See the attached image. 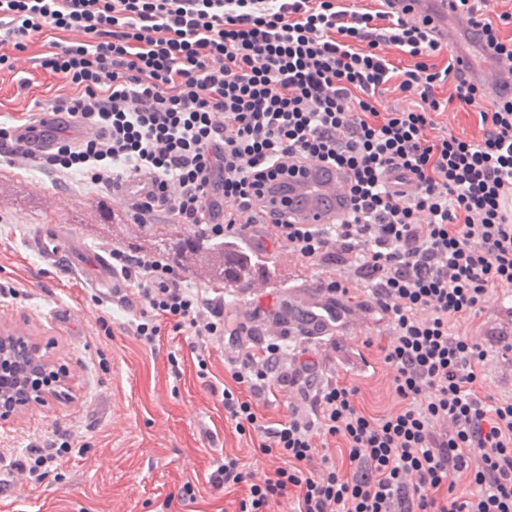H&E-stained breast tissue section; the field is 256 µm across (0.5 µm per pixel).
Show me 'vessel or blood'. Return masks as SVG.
I'll list each match as a JSON object with an SVG mask.
<instances>
[{
    "mask_svg": "<svg viewBox=\"0 0 512 512\" xmlns=\"http://www.w3.org/2000/svg\"><path fill=\"white\" fill-rule=\"evenodd\" d=\"M452 0H396V9H407L415 17H431L442 41L454 51L457 66L473 82L481 85L490 98L512 99V70L491 64L476 56L472 48L484 38L481 27L471 24L467 17L454 12ZM60 112H40L36 115V135L22 144L23 150L37 155L51 143L49 133L64 124ZM342 179L339 170L312 164L289 178V192L275 193L274 207L298 224H333L347 209L348 200L337 189ZM27 249L37 254L51 269L79 270L82 247L56 224L36 227L25 239ZM93 285L105 298L122 290V283L104 256H95L89 267ZM335 296L306 306L290 307L288 313L296 323V334L319 336L327 334L330 325L323 314L334 308Z\"/></svg>",
    "mask_w": 512,
    "mask_h": 512,
    "instance_id": "1",
    "label": "vessel or blood"
}]
</instances>
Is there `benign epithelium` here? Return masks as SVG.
Returning a JSON list of instances; mask_svg holds the SVG:
<instances>
[{
    "label": "benign epithelium",
    "instance_id": "obj_1",
    "mask_svg": "<svg viewBox=\"0 0 512 512\" xmlns=\"http://www.w3.org/2000/svg\"><path fill=\"white\" fill-rule=\"evenodd\" d=\"M54 343L11 325H0V420L67 395L69 371L54 357Z\"/></svg>",
    "mask_w": 512,
    "mask_h": 512
}]
</instances>
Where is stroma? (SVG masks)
I'll return each instance as SVG.
<instances>
[{
	"label": "stroma",
	"instance_id": "stroma-1",
	"mask_svg": "<svg viewBox=\"0 0 512 512\" xmlns=\"http://www.w3.org/2000/svg\"><path fill=\"white\" fill-rule=\"evenodd\" d=\"M46 51L34 43L16 73L0 74V110L32 112L37 102L63 94L61 83L34 63ZM22 76L30 88L19 87ZM105 207L112 211L108 225L101 218ZM168 221L158 213L150 224L138 223L123 198L79 193L67 178L0 163V322L53 340L54 353L72 379L69 398L0 421V467L25 472L46 449L60 451L51 472L39 482L25 480L22 495L0 501V512H237L241 489L227 492L209 481L216 460L234 455L257 474L270 471L269 458L236 433L224 418L220 397L207 388L223 383L236 356L226 339L209 342L210 374L200 379L192 336L167 325L147 346L133 335L130 323L146 307L135 291H127L122 306L99 303L88 271L44 270L23 246L36 226L60 224L90 253L107 256L112 249L142 244L151 226ZM256 256L271 263L272 271L246 291L214 285L200 264L180 274L223 304L226 326L249 324L242 338L255 348L268 343L266 331L279 306L287 304L289 290L311 280L341 279L349 287L342 325L326 336L283 342L280 369L293 373L298 359L310 358L312 368L301 374L302 384L317 388L347 380L360 387L359 399L371 413L396 410L391 373L379 351L391 327L370 305L355 265L328 258L313 263L267 242ZM54 304L83 310V322L71 329L60 326L47 315ZM456 330L490 352L485 394H512V352L504 350L512 345V300L491 299ZM188 480L197 499L184 505L177 496Z\"/></svg>",
	"mask_w": 512,
	"mask_h": 512
}]
</instances>
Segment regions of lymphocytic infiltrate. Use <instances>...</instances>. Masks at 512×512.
<instances>
[{"label": "lymphocytic infiltrate", "mask_w": 512, "mask_h": 512, "mask_svg": "<svg viewBox=\"0 0 512 512\" xmlns=\"http://www.w3.org/2000/svg\"><path fill=\"white\" fill-rule=\"evenodd\" d=\"M380 2L0 0V72L46 42L40 67L69 92L44 109L86 130L54 132L35 156L20 148L30 115L1 112L0 154L117 195L149 177L141 217L162 212L205 237L262 221L303 259L339 250L392 327L382 350L400 408L386 415L334 381L271 428L252 399L290 383L281 346L236 358L224 416L280 461L259 479L228 455L211 473L213 486L243 490L239 512L286 498L295 512H512V395H483L488 350L450 334L491 293H512V100H489L461 75L428 18ZM490 2L455 8L483 27L485 53L512 64V13L490 19ZM390 46L410 65L389 59ZM393 83L415 108L381 109ZM451 106L478 115L481 140L436 134ZM308 162L345 172L347 217L322 227L262 216V187ZM112 268L146 303L137 339L154 343L166 324L201 342L223 335L221 308L162 258L116 248Z\"/></svg>", "instance_id": "1"}]
</instances>
